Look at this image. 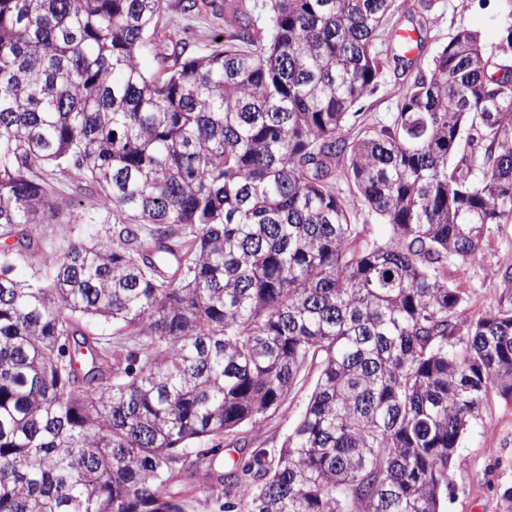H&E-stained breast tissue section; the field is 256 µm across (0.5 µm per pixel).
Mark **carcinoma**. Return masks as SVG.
Listing matches in <instances>:
<instances>
[{
	"mask_svg": "<svg viewBox=\"0 0 512 512\" xmlns=\"http://www.w3.org/2000/svg\"><path fill=\"white\" fill-rule=\"evenodd\" d=\"M230 6L224 48L149 73L163 0H0V512H185L312 367L278 454L209 487L219 512H444L467 426L512 396V308L464 321L448 280L512 224V0L495 49L457 31L353 141L405 3ZM63 171L112 208L58 201ZM63 207L112 241L17 280ZM341 188H343L344 195L347 198V200L354 206V210H358L360 215V223L361 224H369V227L371 229V234L383 238L386 237L389 233V227L385 224H380V221H378L374 216H372L370 213H368L367 209H365L363 206H361V203L358 198H356V195L354 196V192L352 190V187L348 186L346 181L340 182Z\"/></svg>",
	"mask_w": 512,
	"mask_h": 512,
	"instance_id": "cac0c4a2",
	"label": "carcinoma"
}]
</instances>
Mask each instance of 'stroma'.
I'll use <instances>...</instances> for the list:
<instances>
[{
  "mask_svg": "<svg viewBox=\"0 0 512 512\" xmlns=\"http://www.w3.org/2000/svg\"><path fill=\"white\" fill-rule=\"evenodd\" d=\"M164 15L174 21L175 38L184 40L185 54L196 57L221 48L227 27L223 12L207 11L184 15L178 0H164ZM430 32L419 52V67L427 69L439 46L458 28L478 32L486 47L500 38V0H433L429 13ZM407 77L401 69H389L372 94L359 104L356 118L345 127L348 138L360 137L372 126L391 124L403 96ZM80 238L109 241L104 224H48L42 232L44 265H52L70 242ZM465 293L459 314L470 319L489 304L512 306V224L495 226L478 259L456 277ZM316 371L302 373L282 412L265 419L260 432L252 433L243 445L230 444L215 464L217 472H229L238 459L263 448H280L303 411L316 382ZM463 463L450 476L452 491L446 512H505L504 488L512 486V397L490 389L479 415L472 419L461 441Z\"/></svg>",
  "mask_w": 512,
  "mask_h": 512,
  "instance_id": "35a3bbf8",
  "label": "stroma"
}]
</instances>
